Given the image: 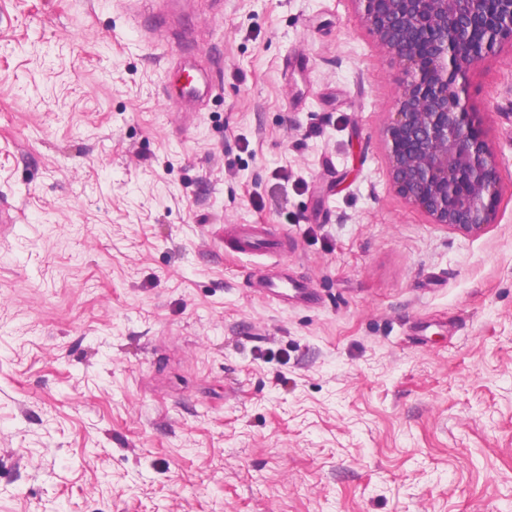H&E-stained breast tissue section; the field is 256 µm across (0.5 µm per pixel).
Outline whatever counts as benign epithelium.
<instances>
[{
  "label": "benign epithelium",
  "instance_id": "7a95c632",
  "mask_svg": "<svg viewBox=\"0 0 512 512\" xmlns=\"http://www.w3.org/2000/svg\"><path fill=\"white\" fill-rule=\"evenodd\" d=\"M403 78L383 128L395 192L432 223L466 237L494 223L498 161L461 80L504 43L512 0H355Z\"/></svg>",
  "mask_w": 512,
  "mask_h": 512
}]
</instances>
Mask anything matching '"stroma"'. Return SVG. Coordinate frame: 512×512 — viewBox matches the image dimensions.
Here are the masks:
<instances>
[{
	"label": "stroma",
	"instance_id": "35a3bbf8",
	"mask_svg": "<svg viewBox=\"0 0 512 512\" xmlns=\"http://www.w3.org/2000/svg\"><path fill=\"white\" fill-rule=\"evenodd\" d=\"M151 2L0 0V512H512V48L467 78L506 192L465 238L391 187L353 0H170L188 46ZM220 70V63L215 61L213 67L203 71L200 77L179 85L175 92L167 94L166 105L170 111L182 108L187 104L202 105L215 87V76ZM226 248L241 255L276 256L282 251V241L265 224H239L230 227Z\"/></svg>",
	"mask_w": 512,
	"mask_h": 512
}]
</instances>
